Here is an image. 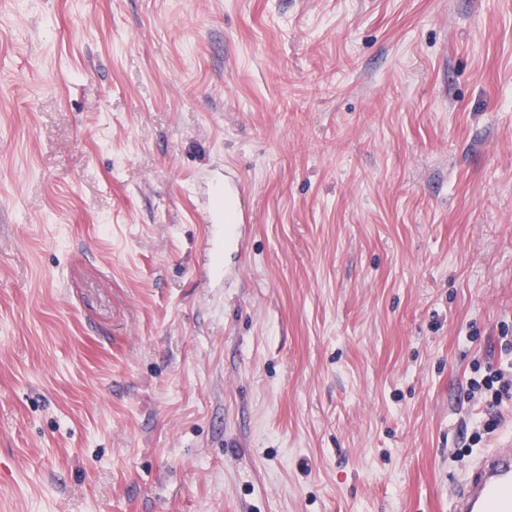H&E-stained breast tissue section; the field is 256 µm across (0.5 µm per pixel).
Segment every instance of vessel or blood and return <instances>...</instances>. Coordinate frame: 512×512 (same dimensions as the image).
Segmentation results:
<instances>
[{
    "label": "vessel or blood",
    "mask_w": 512,
    "mask_h": 512,
    "mask_svg": "<svg viewBox=\"0 0 512 512\" xmlns=\"http://www.w3.org/2000/svg\"><path fill=\"white\" fill-rule=\"evenodd\" d=\"M452 512H512V450L498 444L457 486Z\"/></svg>",
    "instance_id": "b4317fda"
}]
</instances>
